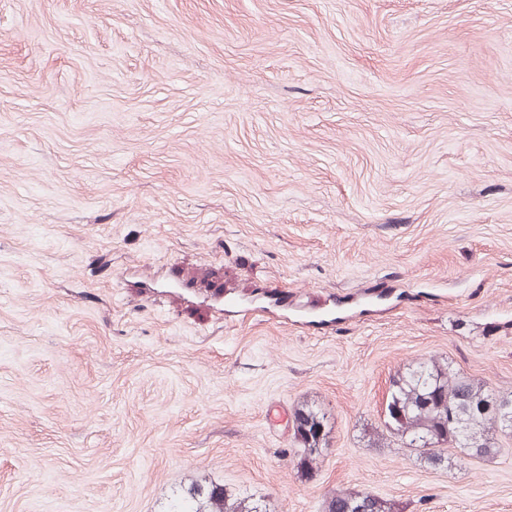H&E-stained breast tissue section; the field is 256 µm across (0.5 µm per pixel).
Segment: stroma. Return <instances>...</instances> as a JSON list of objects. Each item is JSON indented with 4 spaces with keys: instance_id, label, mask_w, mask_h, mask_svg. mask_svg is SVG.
<instances>
[{
    "instance_id": "obj_1",
    "label": "stroma",
    "mask_w": 512,
    "mask_h": 512,
    "mask_svg": "<svg viewBox=\"0 0 512 512\" xmlns=\"http://www.w3.org/2000/svg\"><path fill=\"white\" fill-rule=\"evenodd\" d=\"M378 279L331 331L205 302ZM432 356L512 391V0H0V512H512V438L372 447ZM293 425L294 441L304 452L300 463L319 460L328 449L325 414L313 407L301 405L293 412ZM169 512H271L266 505L226 495L224 486H192ZM340 499L351 505L352 512H400L394 502L366 491L337 492L327 500L325 511L337 512L336 503Z\"/></svg>"
}]
</instances>
